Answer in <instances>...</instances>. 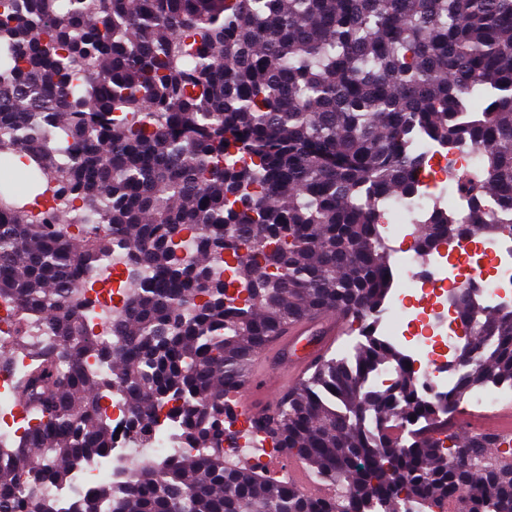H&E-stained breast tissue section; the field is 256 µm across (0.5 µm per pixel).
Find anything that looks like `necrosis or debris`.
<instances>
[{"label":"necrosis or debris","instance_id":"4bbe7bcc","mask_svg":"<svg viewBox=\"0 0 512 512\" xmlns=\"http://www.w3.org/2000/svg\"><path fill=\"white\" fill-rule=\"evenodd\" d=\"M473 174L482 167L478 150L435 151L429 169L421 180L422 191L413 199H391L388 210L401 214H424L430 206L452 200L454 192L446 179L449 168ZM490 258L494 274L483 275L474 268L476 256ZM398 289H395L385 312L378 320L382 335L394 334L398 322H407L409 335L398 338L408 359L416 365L419 391L430 397L448 392L454 378L448 365L456 355L458 338L455 327L458 315L447 300L463 282L473 284L476 294L486 305L498 307L512 305V239L487 240L473 238L466 242H448L446 250L428 255L408 257L397 270ZM110 412L117 433L112 437V454L84 463L75 473V488L92 490L101 481H126L128 459L144 455L164 459L185 454L186 444L174 420L160 418L149 439L136 441L130 430V414L121 392H113L103 401Z\"/></svg>","mask_w":512,"mask_h":512}]
</instances>
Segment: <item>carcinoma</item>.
Here are the masks:
<instances>
[{
    "label": "carcinoma",
    "instance_id": "carcinoma-1",
    "mask_svg": "<svg viewBox=\"0 0 512 512\" xmlns=\"http://www.w3.org/2000/svg\"><path fill=\"white\" fill-rule=\"evenodd\" d=\"M79 65L98 79L78 81ZM479 88L492 101L470 112ZM429 144L480 150L482 175L455 182L464 220L435 209L413 225L414 252L512 236V0H0V157L53 201L28 206L0 182V300L58 340L0 347V371L28 360L12 392L37 420L0 444V512H371L401 498L444 512L460 488L468 512H512L498 434L434 437L466 396L512 383V309L464 283L449 295L468 362L430 399L376 331L393 286L379 202L419 190ZM119 254L122 305L99 342L90 291ZM318 310L360 323L353 357L323 359L251 426L340 485L330 498L224 459L228 393ZM90 353L108 377L83 366ZM114 387L136 436L169 405L202 453L63 503L51 490L112 451Z\"/></svg>",
    "mask_w": 512,
    "mask_h": 512
}]
</instances>
